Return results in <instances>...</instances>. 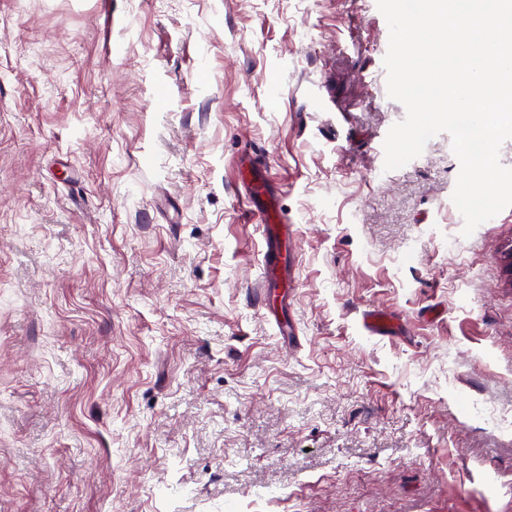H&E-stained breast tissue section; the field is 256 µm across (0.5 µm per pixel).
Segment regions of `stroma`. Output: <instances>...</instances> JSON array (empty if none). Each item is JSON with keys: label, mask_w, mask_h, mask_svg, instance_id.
<instances>
[{"label": "stroma", "mask_w": 512, "mask_h": 512, "mask_svg": "<svg viewBox=\"0 0 512 512\" xmlns=\"http://www.w3.org/2000/svg\"><path fill=\"white\" fill-rule=\"evenodd\" d=\"M387 34L0 0V512H512V207L462 237L446 133L384 171ZM259 217L265 242V251L262 258V280L268 287H287L288 273L284 265L282 242L288 234V224H285L270 209L260 211Z\"/></svg>", "instance_id": "1"}]
</instances>
